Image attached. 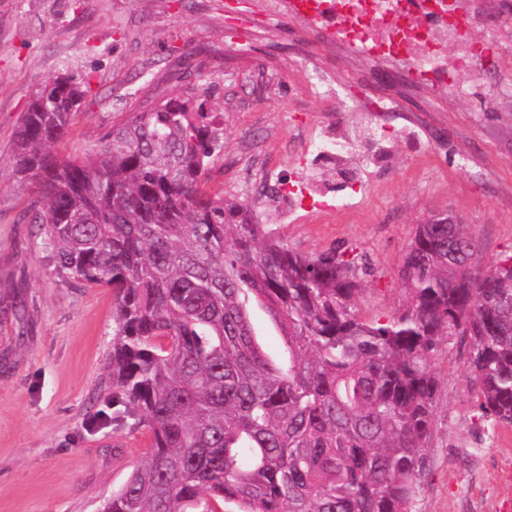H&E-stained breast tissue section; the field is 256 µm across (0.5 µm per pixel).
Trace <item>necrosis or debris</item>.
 <instances>
[{
    "label": "necrosis or debris",
    "mask_w": 512,
    "mask_h": 512,
    "mask_svg": "<svg viewBox=\"0 0 512 512\" xmlns=\"http://www.w3.org/2000/svg\"><path fill=\"white\" fill-rule=\"evenodd\" d=\"M300 16L347 54L401 65L407 81L461 97L483 93L476 63L499 53L493 29L474 38L467 0H311Z\"/></svg>",
    "instance_id": "obj_1"
}]
</instances>
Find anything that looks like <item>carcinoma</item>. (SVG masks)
<instances>
[{
  "mask_svg": "<svg viewBox=\"0 0 512 512\" xmlns=\"http://www.w3.org/2000/svg\"><path fill=\"white\" fill-rule=\"evenodd\" d=\"M82 97L65 73L42 86L14 165L56 271L115 292L108 376L149 448L102 512H411L450 330L482 416L512 426V254L485 267L463 225L419 224L404 311L362 319L356 256L293 250L256 203L201 189L224 146L212 93L173 94L61 161ZM252 300L283 356L259 343Z\"/></svg>",
  "mask_w": 512,
  "mask_h": 512,
  "instance_id": "1",
  "label": "carcinoma"
}]
</instances>
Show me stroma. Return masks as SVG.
Here are the masks:
<instances>
[{
    "label": "stroma",
    "instance_id": "stroma-1",
    "mask_svg": "<svg viewBox=\"0 0 512 512\" xmlns=\"http://www.w3.org/2000/svg\"><path fill=\"white\" fill-rule=\"evenodd\" d=\"M87 92L53 153L67 160L130 113L211 84L224 146L210 194L287 214L273 230L306 253L356 248L367 268L356 313L400 314L403 256L418 224L452 213L481 263L512 253V71L486 61L493 91L459 99L406 86L342 54L287 0H0V512H99L145 459L149 439L106 378L111 288L58 275L26 219L16 134L33 96L63 67ZM360 87L391 111L369 119L306 89L310 70ZM353 139L340 165L309 154L324 132ZM299 180L333 206L279 196ZM458 336L437 344L435 439L413 512H512V428L476 409Z\"/></svg>",
    "mask_w": 512,
    "mask_h": 512
}]
</instances>
